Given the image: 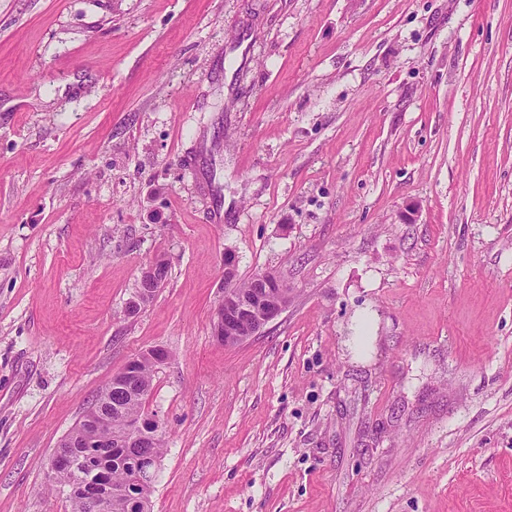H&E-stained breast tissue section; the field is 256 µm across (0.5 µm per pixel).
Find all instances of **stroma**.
<instances>
[{
  "label": "stroma",
  "mask_w": 512,
  "mask_h": 512,
  "mask_svg": "<svg viewBox=\"0 0 512 512\" xmlns=\"http://www.w3.org/2000/svg\"><path fill=\"white\" fill-rule=\"evenodd\" d=\"M157 347L150 512H512V0H0V512ZM271 280H275L279 288H285L275 275L261 274L255 281L256 290L250 297L240 295L239 292L249 294L254 288L253 280L237 284L239 292L233 287L232 281L226 280L224 296L217 307L214 323V333L218 340L224 341L225 336H237L241 325L247 321L254 324L252 335L257 334L283 313L288 304V294L283 292L278 298H270L266 288H270Z\"/></svg>",
  "instance_id": "stroma-1"
}]
</instances>
